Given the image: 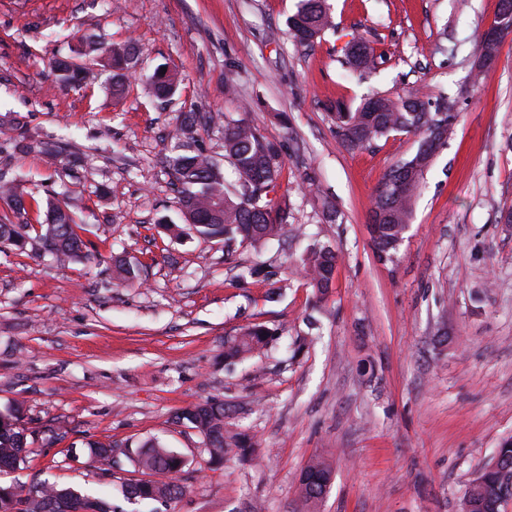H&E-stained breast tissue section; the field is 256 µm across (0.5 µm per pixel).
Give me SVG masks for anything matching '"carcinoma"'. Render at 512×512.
<instances>
[{"instance_id": "obj_1", "label": "carcinoma", "mask_w": 512, "mask_h": 512, "mask_svg": "<svg viewBox=\"0 0 512 512\" xmlns=\"http://www.w3.org/2000/svg\"><path fill=\"white\" fill-rule=\"evenodd\" d=\"M288 33L300 45L312 46L324 31L333 26L326 0H299L296 12L288 18ZM135 50L130 44L103 48L91 38L81 40L80 57L92 64L112 69V96L119 100L127 89L132 73ZM349 67L361 74L377 68L378 61L366 40L354 35L346 45ZM56 81L66 87L81 88L92 75L90 68L69 58L52 62ZM153 98L165 101L179 86L177 74L157 67L150 74L139 76ZM458 114L441 104L435 110L426 107L418 91L389 97L375 94L367 97L349 111L336 102V139L351 151L365 149L392 134H412L419 138L416 152L394 164L384 175L369 214L371 239L376 256L386 262L407 232L414 199L420 189L424 172L430 166V139L443 147L448 141V127L454 125ZM210 117L196 112L183 114L171 136L173 142L167 165L174 175L184 226L179 232L192 231L210 239L258 245L282 235L287 227L288 213L276 204L273 194L281 188V153L276 144L266 140L245 118L224 116V162L236 182L228 188L224 169L214 158L195 146L197 127L208 123ZM15 150L30 149L24 125L14 118L0 125ZM0 197L11 211L22 214L31 209L44 213L43 222L35 226L23 222L14 224L0 220V246L18 250L31 246L35 252L50 255L58 262L83 261L90 258L89 242L82 238V222L71 209L66 195L54 192L40 199L24 192L7 173L0 172ZM338 255L328 246L313 247L299 259L303 272L314 292L328 295L334 278ZM117 280L131 285L138 278L136 266L123 259L114 260ZM275 332L263 324L246 327L238 335L224 340V365L231 366L261 354ZM236 409L222 399H210L182 409L176 419L195 429L205 441L213 465H221L224 457L233 455L243 462L252 460L258 448L254 435L244 429H232L228 419ZM28 434L23 426L22 408L0 411V472L16 469L26 460ZM134 448L131 462L146 475L123 487V496L130 502L145 500L173 502L183 496L185 489L173 481V475L183 465V457L168 448L158 438H148L126 444ZM331 471L329 464L312 460L301 472L299 497L306 512H318L327 486L321 482ZM498 472L482 470L469 487L463 502L464 512H477L474 505L484 498H496ZM75 489L43 482L21 496L0 485V512H71Z\"/></svg>"}]
</instances>
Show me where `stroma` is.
I'll return each mask as SVG.
<instances>
[{"mask_svg": "<svg viewBox=\"0 0 512 512\" xmlns=\"http://www.w3.org/2000/svg\"><path fill=\"white\" fill-rule=\"evenodd\" d=\"M329 2L332 27L303 47L286 25L297 0H0V117L20 116L31 145L0 143V169L29 189L67 187L94 254L64 266L0 249V409L20 403L33 434L0 484L49 481L120 512H299L300 473L320 457L332 468L320 512H461L512 439V34L482 85L469 80L499 0ZM355 32L380 55L376 71L349 70ZM88 34L133 44L136 71H178L176 95L160 103L134 82L113 104L100 67L83 88L59 87L50 60ZM408 89L447 93L458 121L383 263L372 198L418 142L348 151L334 105ZM190 111L244 114L279 146L283 235L229 253L170 232L183 216L165 156ZM316 240L341 257L321 300L297 271ZM116 256L137 266V284L114 285ZM254 323L278 339L226 369L225 337ZM210 398L236 406L234 423L260 439L250 463L211 466L202 437L177 421ZM150 437L183 456L186 492L131 504L121 486L139 474L122 445ZM91 441L115 445L113 464L91 461Z\"/></svg>", "mask_w": 512, "mask_h": 512, "instance_id": "35a3bbf8", "label": "stroma"}]
</instances>
